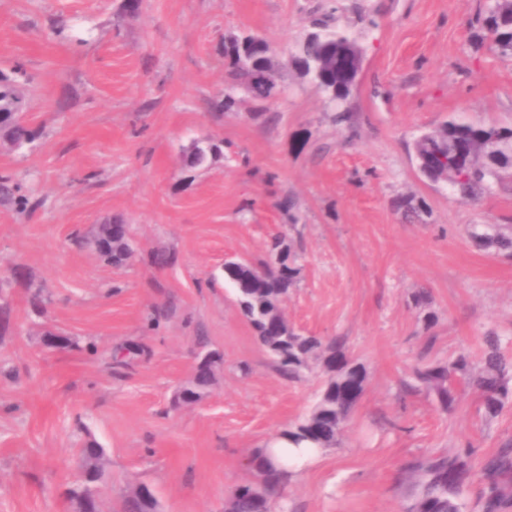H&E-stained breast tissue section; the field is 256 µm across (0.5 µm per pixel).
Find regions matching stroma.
I'll use <instances>...</instances> for the list:
<instances>
[{
    "label": "stroma",
    "instance_id": "obj_1",
    "mask_svg": "<svg viewBox=\"0 0 512 512\" xmlns=\"http://www.w3.org/2000/svg\"><path fill=\"white\" fill-rule=\"evenodd\" d=\"M322 0H0V70L29 78L36 140L0 152L34 209L0 207V512H72L86 442L105 451L104 512L146 484L163 512H224L250 480L244 458L313 406L319 370L283 378L224 279V259L265 257L287 234L296 330L336 338L367 384L336 447L288 482V512H407L408 464L512 443V401L484 412L460 388L453 410L414 387L415 368L472 361L494 332L512 352V257L478 250L471 224H512V191L476 204L422 180L413 143L452 117L512 126V61L475 48L478 0H337L365 48L353 125L294 62ZM373 14L376 25L361 21ZM269 42L284 92L258 114L224 96V38ZM220 140L208 168L192 144ZM293 197L291 211L279 208ZM412 198L407 221L394 202ZM128 224L117 267L92 242ZM172 254L170 265L149 260ZM427 291L424 305L413 296ZM433 315L425 324V315ZM51 330L78 348L48 347ZM119 348L127 364L111 367ZM221 363L200 401L175 395L198 357Z\"/></svg>",
    "mask_w": 512,
    "mask_h": 512
}]
</instances>
